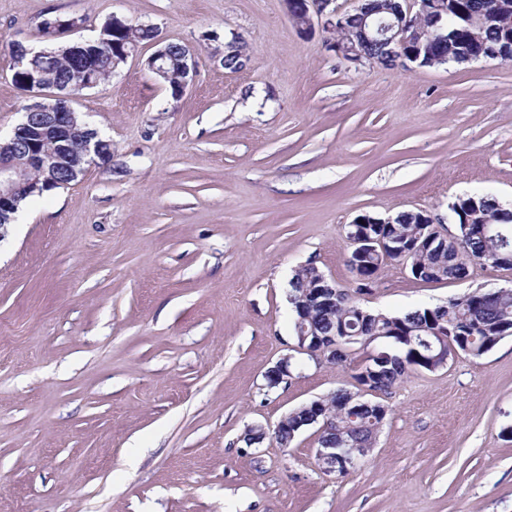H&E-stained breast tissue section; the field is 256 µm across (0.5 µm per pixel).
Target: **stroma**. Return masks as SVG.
<instances>
[{
  "instance_id": "obj_1",
  "label": "stroma",
  "mask_w": 512,
  "mask_h": 512,
  "mask_svg": "<svg viewBox=\"0 0 512 512\" xmlns=\"http://www.w3.org/2000/svg\"><path fill=\"white\" fill-rule=\"evenodd\" d=\"M56 15L84 20L69 43L114 16L154 26L198 73L172 96L147 44L71 99L111 164L0 229V512H512V336L379 395L384 425L343 477L320 472L313 430L285 448L272 432L352 388L353 365L265 380L295 344L294 271L355 288L357 216L422 210L444 232L459 197L512 208V61L354 65L284 0H0L1 137L31 101L12 46L44 47ZM478 287L512 288V268L424 283L389 261L360 303L399 314Z\"/></svg>"
}]
</instances>
